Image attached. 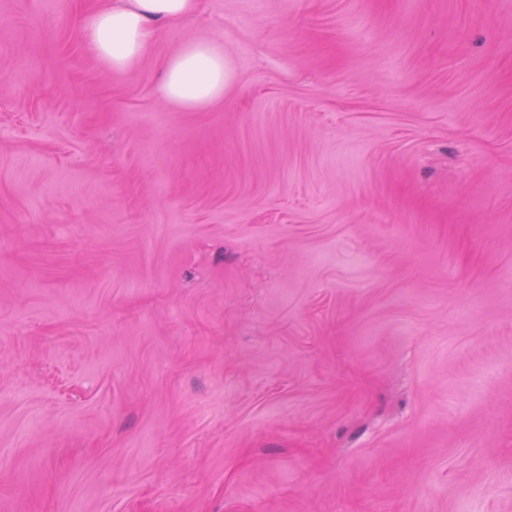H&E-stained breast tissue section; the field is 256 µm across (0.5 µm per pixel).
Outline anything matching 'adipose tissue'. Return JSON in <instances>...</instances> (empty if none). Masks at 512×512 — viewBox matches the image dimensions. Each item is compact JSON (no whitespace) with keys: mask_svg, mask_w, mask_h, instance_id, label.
Masks as SVG:
<instances>
[{"mask_svg":"<svg viewBox=\"0 0 512 512\" xmlns=\"http://www.w3.org/2000/svg\"><path fill=\"white\" fill-rule=\"evenodd\" d=\"M200 0H111L83 16L82 37L100 63L127 73L139 65L159 25L195 17ZM160 93L184 112L201 111L224 97L228 68L217 40H189L161 66Z\"/></svg>","mask_w":512,"mask_h":512,"instance_id":"ef3b65f1","label":"adipose tissue"}]
</instances>
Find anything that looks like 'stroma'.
I'll list each match as a JSON object with an SVG mask.
<instances>
[{"label":"stroma","mask_w":512,"mask_h":512,"mask_svg":"<svg viewBox=\"0 0 512 512\" xmlns=\"http://www.w3.org/2000/svg\"><path fill=\"white\" fill-rule=\"evenodd\" d=\"M99 2L0 0V512H512V0H202L131 73ZM161 70L160 93L178 110L201 111L224 98L229 74L216 39L186 41Z\"/></svg>","instance_id":"35a3bbf8"}]
</instances>
